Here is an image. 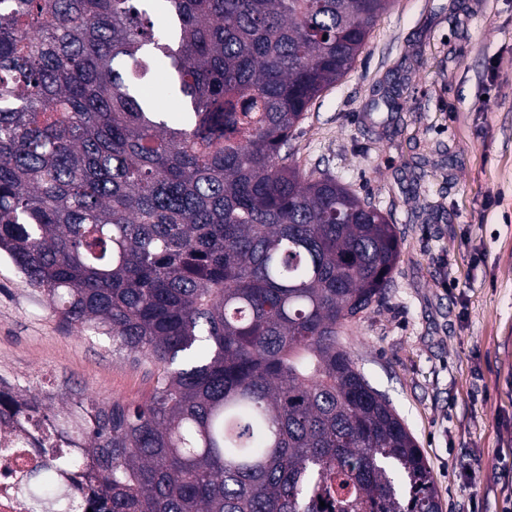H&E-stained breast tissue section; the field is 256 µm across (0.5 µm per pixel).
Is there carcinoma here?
Here are the masks:
<instances>
[{
    "label": "carcinoma",
    "mask_w": 512,
    "mask_h": 512,
    "mask_svg": "<svg viewBox=\"0 0 512 512\" xmlns=\"http://www.w3.org/2000/svg\"><path fill=\"white\" fill-rule=\"evenodd\" d=\"M141 2L0 0V254L156 369L137 404L0 379V425L66 475L33 512H439L341 342L396 228L291 147L392 0Z\"/></svg>",
    "instance_id": "carcinoma-1"
}]
</instances>
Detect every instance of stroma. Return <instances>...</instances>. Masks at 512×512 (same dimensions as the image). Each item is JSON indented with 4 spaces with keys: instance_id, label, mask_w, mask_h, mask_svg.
I'll use <instances>...</instances> for the list:
<instances>
[{
    "instance_id": "stroma-1",
    "label": "stroma",
    "mask_w": 512,
    "mask_h": 512,
    "mask_svg": "<svg viewBox=\"0 0 512 512\" xmlns=\"http://www.w3.org/2000/svg\"><path fill=\"white\" fill-rule=\"evenodd\" d=\"M386 215L400 258L343 342L403 418L440 512L512 492V0H393L293 139ZM0 377L142 401L154 367L62 325L0 259ZM468 475H460L461 466Z\"/></svg>"
}]
</instances>
